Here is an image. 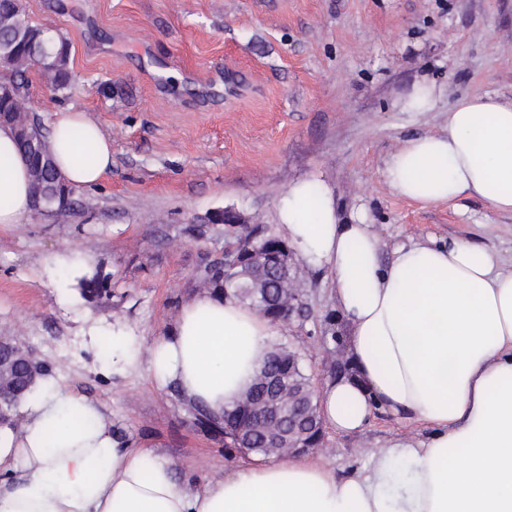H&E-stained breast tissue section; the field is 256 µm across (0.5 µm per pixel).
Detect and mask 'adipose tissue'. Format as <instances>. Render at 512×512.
<instances>
[{"mask_svg": "<svg viewBox=\"0 0 512 512\" xmlns=\"http://www.w3.org/2000/svg\"><path fill=\"white\" fill-rule=\"evenodd\" d=\"M49 148L76 187L98 186L112 167L111 140L77 110L56 112ZM384 176L425 205L476 197L512 212V96L458 98L445 130L404 142ZM32 214L26 162L0 126V226ZM277 218L299 256L329 272L345 319L353 372L319 391L323 421L350 433L381 410L423 423L427 438L403 435L345 476L286 456L190 488L174 463L122 446L92 401L46 377L0 424V472L19 473L0 485V512H512V268L467 241L400 245L383 262L366 213L343 217L331 188L307 180L281 197ZM275 327L234 297L203 293L148 347L118 329L112 367L147 372L219 421L266 362Z\"/></svg>", "mask_w": 512, "mask_h": 512, "instance_id": "ef3b65f1", "label": "adipose tissue"}]
</instances>
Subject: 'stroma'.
I'll list each match as a JSON object with an SVG mask.
<instances>
[{
    "label": "stroma",
    "instance_id": "35a3bbf8",
    "mask_svg": "<svg viewBox=\"0 0 512 512\" xmlns=\"http://www.w3.org/2000/svg\"><path fill=\"white\" fill-rule=\"evenodd\" d=\"M70 46L72 89L37 73L43 129L81 110L112 141V168L65 216L0 227V336L31 346L61 383L99 401L124 445L174 462L194 483L252 462L200 426L198 409L146 374L112 370V330L148 346L167 335L198 274L234 248L233 208L281 235L276 208L301 180L327 184L342 214L366 212L391 253L434 237L489 247L512 267V214L476 198L424 206L383 174L409 138L441 131L463 95H512V0H25ZM441 88L432 112H404L412 85ZM100 273L111 294L83 297ZM310 311L276 328L314 387L333 378L335 315L326 269L298 264ZM423 426L375 412L359 433L326 430L318 452L338 474L368 467L389 440Z\"/></svg>",
    "mask_w": 512,
    "mask_h": 512
}]
</instances>
